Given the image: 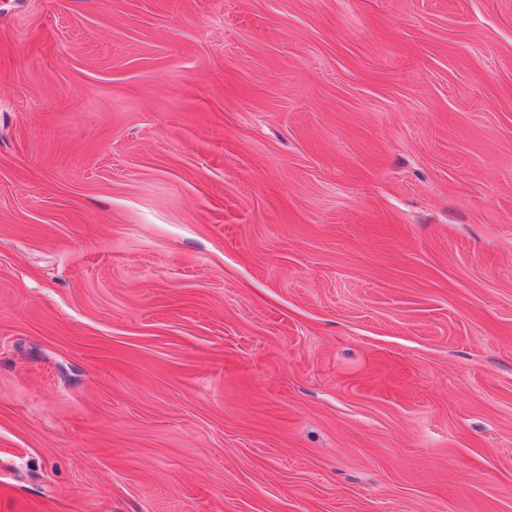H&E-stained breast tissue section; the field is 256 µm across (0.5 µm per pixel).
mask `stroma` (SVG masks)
I'll use <instances>...</instances> for the list:
<instances>
[{"label":"stroma","instance_id":"1","mask_svg":"<svg viewBox=\"0 0 512 512\" xmlns=\"http://www.w3.org/2000/svg\"><path fill=\"white\" fill-rule=\"evenodd\" d=\"M0 512H512V0H0Z\"/></svg>","mask_w":512,"mask_h":512}]
</instances>
